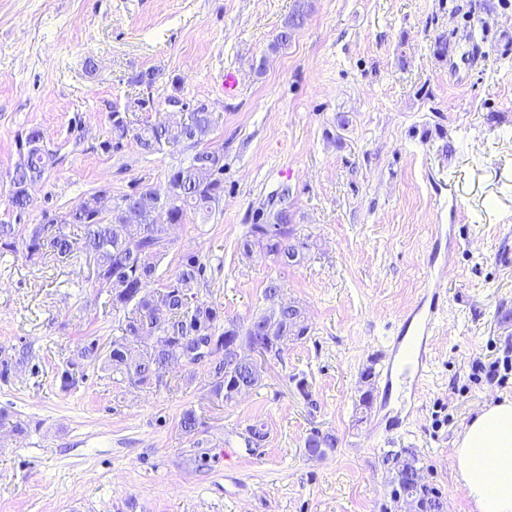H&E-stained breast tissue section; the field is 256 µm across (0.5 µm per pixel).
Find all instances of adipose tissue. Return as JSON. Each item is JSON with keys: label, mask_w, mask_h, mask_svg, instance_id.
<instances>
[{"label": "adipose tissue", "mask_w": 512, "mask_h": 512, "mask_svg": "<svg viewBox=\"0 0 512 512\" xmlns=\"http://www.w3.org/2000/svg\"><path fill=\"white\" fill-rule=\"evenodd\" d=\"M453 467L471 512H512V400L471 419L454 442Z\"/></svg>", "instance_id": "ef3b65f1"}]
</instances>
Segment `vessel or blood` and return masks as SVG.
Here are the masks:
<instances>
[{
    "label": "vessel or blood",
    "instance_id": "b4317fda",
    "mask_svg": "<svg viewBox=\"0 0 512 512\" xmlns=\"http://www.w3.org/2000/svg\"><path fill=\"white\" fill-rule=\"evenodd\" d=\"M437 258H430V270L425 288L416 304L404 316L397 336L391 339L384 355L381 378L385 392H392L396 383H403L411 398H418L425 385L431 366L432 337L435 333L439 316L447 302L448 293L440 282L442 271L437 268ZM411 337L415 347L412 365L399 369L398 356L404 337Z\"/></svg>",
    "mask_w": 512,
    "mask_h": 512
}]
</instances>
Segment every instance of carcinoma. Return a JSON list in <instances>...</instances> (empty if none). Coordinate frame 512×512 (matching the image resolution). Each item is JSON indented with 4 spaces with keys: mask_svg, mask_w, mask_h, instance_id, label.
<instances>
[{
    "mask_svg": "<svg viewBox=\"0 0 512 512\" xmlns=\"http://www.w3.org/2000/svg\"><path fill=\"white\" fill-rule=\"evenodd\" d=\"M304 5L297 4L276 35L272 49L288 46L294 30L303 24ZM211 127L210 113L202 105L189 112L186 122L170 125L147 122L132 133L140 148L153 153L164 146L185 140L200 141ZM42 134L32 130L27 135L29 149L11 172L10 192L13 208L24 211L30 202L26 185L41 174L50 160L39 142ZM223 159L209 152L195 153L186 165L170 172L168 193L159 197L150 190L126 193L112 198L100 189L79 201L48 225L34 227L27 235L15 224H0V249L14 251L22 243L26 257L52 255L65 259L72 253H84L94 263V281L106 289V305L123 313L118 329L121 336L102 350L91 341L79 351L80 359L101 368L120 381L135 386H159L160 371L183 362L184 342L193 336L216 338L218 357L208 364L210 394L226 404L238 394V386L260 385L256 366L245 361L239 349L251 336H271L276 340L297 342L308 336L310 327L304 312L296 305L281 306L275 298L282 283L268 280L264 299L268 306L245 322L224 321L222 308L191 302L193 289L201 282L205 264L196 256L182 259L176 278L160 288L153 287L157 266L167 255L169 227L181 224L189 212L208 213L224 194ZM120 211V223H112V211ZM257 246L278 266H290L301 259L304 241H297L292 214L284 207L272 224H252L243 243L248 253ZM182 432L191 438L196 457L204 462L207 453L204 422L193 408L183 411L179 421ZM339 439L332 431L311 430L304 441L306 452L324 456L336 450ZM402 456L399 471L389 465L390 457ZM381 464L392 487L391 498L401 512H447V502L416 477L423 466L413 448L389 450Z\"/></svg>",
    "mask_w": 512,
    "mask_h": 512,
    "instance_id": "cac0c4a2",
    "label": "carcinoma"
}]
</instances>
